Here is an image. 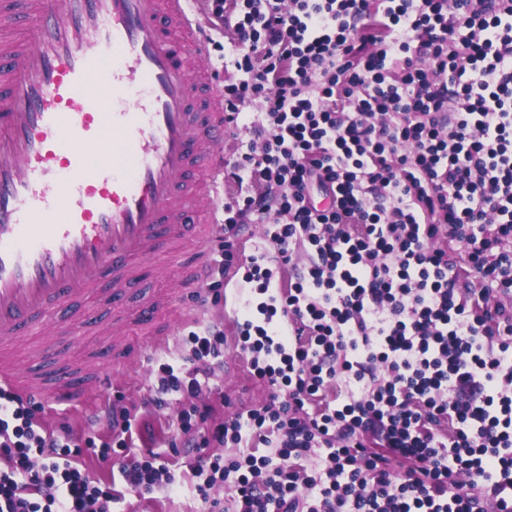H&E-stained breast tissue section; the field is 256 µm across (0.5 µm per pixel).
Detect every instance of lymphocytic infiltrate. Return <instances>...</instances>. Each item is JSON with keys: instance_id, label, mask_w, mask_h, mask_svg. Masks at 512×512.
Wrapping results in <instances>:
<instances>
[{"instance_id": "lymphocytic-infiltrate-1", "label": "lymphocytic infiltrate", "mask_w": 512, "mask_h": 512, "mask_svg": "<svg viewBox=\"0 0 512 512\" xmlns=\"http://www.w3.org/2000/svg\"><path fill=\"white\" fill-rule=\"evenodd\" d=\"M212 2L225 120L250 141L209 281L244 274L261 299L232 334L190 331L143 402L195 398L173 430L205 435L203 512H512V309L492 299L512 284V0ZM246 224L272 250L239 264ZM229 343L267 397L224 418ZM40 408L0 387V512H112L175 484L180 448L144 445L137 408L106 406L97 450Z\"/></svg>"}]
</instances>
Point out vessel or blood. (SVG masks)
<instances>
[{
    "label": "vessel or blood",
    "instance_id": "1",
    "mask_svg": "<svg viewBox=\"0 0 512 512\" xmlns=\"http://www.w3.org/2000/svg\"><path fill=\"white\" fill-rule=\"evenodd\" d=\"M193 4L25 0L29 44L0 39V387L74 406L67 373L19 370L38 325L97 323L84 298L149 325L152 301L130 312L126 293L190 239L188 285L207 282L217 227L194 206L218 198L226 124L223 84L187 78L171 47L209 57Z\"/></svg>",
    "mask_w": 512,
    "mask_h": 512
}]
</instances>
